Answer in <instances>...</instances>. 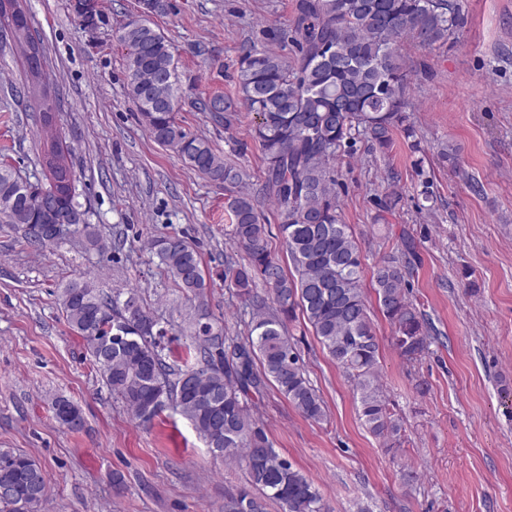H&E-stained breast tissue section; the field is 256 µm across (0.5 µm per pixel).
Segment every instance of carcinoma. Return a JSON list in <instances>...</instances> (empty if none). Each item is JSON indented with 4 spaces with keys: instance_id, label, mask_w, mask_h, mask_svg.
<instances>
[{
    "instance_id": "cac0c4a2",
    "label": "carcinoma",
    "mask_w": 512,
    "mask_h": 512,
    "mask_svg": "<svg viewBox=\"0 0 512 512\" xmlns=\"http://www.w3.org/2000/svg\"><path fill=\"white\" fill-rule=\"evenodd\" d=\"M17 5L19 0H0V17L19 24L13 40L26 63L24 90L37 95L44 48L13 14ZM462 23L461 0H298L293 56L251 44L237 70L238 99L215 95L197 100L202 112L224 113L226 130L237 120V102L255 114L254 138L264 161L260 193L283 217L277 231L293 275L271 252V225L263 222L255 196L244 190L249 175L224 163L206 138L187 132L178 121L182 91L171 43L145 18L117 30L125 50L126 92L150 137L190 169L240 188L227 202L228 235L245 254V263H226L224 282L251 307V327L244 340L229 336L201 304L194 320V355L173 359L166 353L168 329L142 306L136 289L108 294L93 278L82 276L59 288L58 301L103 381L136 420L149 424L170 407L208 447L245 464L248 486L225 498L224 512H264L256 490L278 501L283 512H327L314 482L274 448L250 413V405L272 381L304 418H326L325 403L303 368L298 340L288 331L298 310L348 376L369 431L389 449L401 446L402 421L379 382V343L362 289V256L341 218L336 158L360 139L387 153L397 131L421 151L408 113L409 71L401 42H443ZM42 119L51 130L41 149L45 183L33 185L0 162V223L27 227L31 243L45 248L38 226L69 224L78 213L83 227L75 232L96 246L99 239L88 211L76 200L69 151L53 131L54 106L47 99ZM41 194L55 200L53 213L37 207ZM151 249L178 288L204 295L208 283L200 257L183 237H159ZM408 274L409 267L393 255L374 268L373 279L378 304L394 327V344L402 358L413 361L427 350L432 326L408 298ZM258 281L268 288L270 301L254 292ZM129 304L138 312L133 320ZM126 319L130 342L112 352L106 368L98 336L107 324ZM3 481L17 487L15 498L0 499L3 512H28L27 504L39 507L46 500L45 472L23 454L0 449Z\"/></svg>"
}]
</instances>
